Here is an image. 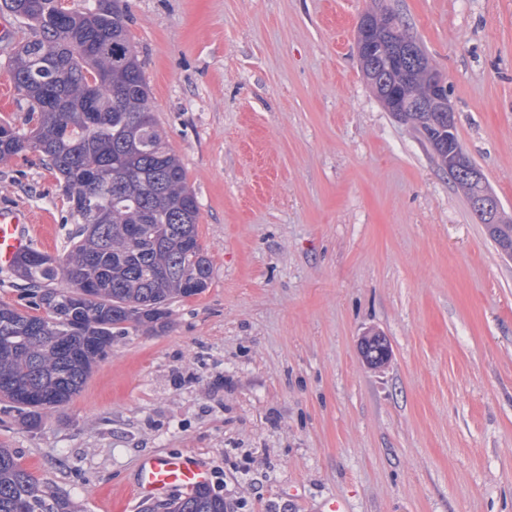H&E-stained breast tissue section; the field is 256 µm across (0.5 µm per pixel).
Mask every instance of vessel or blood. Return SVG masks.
Listing matches in <instances>:
<instances>
[{
    "label": "vessel or blood",
    "instance_id": "obj_1",
    "mask_svg": "<svg viewBox=\"0 0 512 512\" xmlns=\"http://www.w3.org/2000/svg\"><path fill=\"white\" fill-rule=\"evenodd\" d=\"M42 227L34 212L14 207L0 209V270H10L17 256L28 249ZM209 472L186 454H169L146 461L128 494L151 498L179 493L188 495L202 487Z\"/></svg>",
    "mask_w": 512,
    "mask_h": 512
}]
</instances>
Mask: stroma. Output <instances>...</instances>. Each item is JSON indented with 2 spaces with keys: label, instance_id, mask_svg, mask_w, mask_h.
Instances as JSON below:
<instances>
[{
  "label": "stroma",
  "instance_id": "35a3bbf8",
  "mask_svg": "<svg viewBox=\"0 0 512 512\" xmlns=\"http://www.w3.org/2000/svg\"><path fill=\"white\" fill-rule=\"evenodd\" d=\"M211 260L169 323L115 337L69 404L0 446L78 512L141 464L195 456L225 512H512V259L361 71L389 8L443 76L458 138L512 218V0H113ZM0 42V118L28 103ZM74 224L35 152L0 161V207ZM389 357L369 365L367 331Z\"/></svg>",
  "mask_w": 512,
  "mask_h": 512
}]
</instances>
